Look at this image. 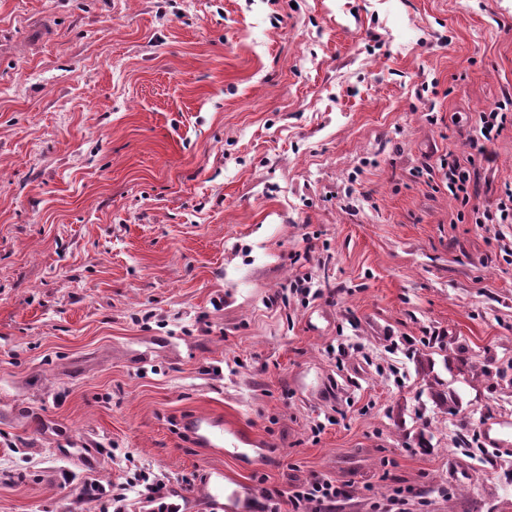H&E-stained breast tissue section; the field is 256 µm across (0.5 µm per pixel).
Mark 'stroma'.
<instances>
[{"label": "stroma", "mask_w": 512, "mask_h": 512, "mask_svg": "<svg viewBox=\"0 0 512 512\" xmlns=\"http://www.w3.org/2000/svg\"><path fill=\"white\" fill-rule=\"evenodd\" d=\"M510 95L512 0H0V512H99L138 466L223 468L242 512L314 475L331 512H512L481 447L512 224L473 214L512 124L472 148ZM193 413L260 453L196 447ZM448 171L445 172V178L448 180V193L461 205H467L470 202V190L477 182L475 170H471L456 158H448L446 163Z\"/></svg>", "instance_id": "35a3bbf8"}]
</instances>
